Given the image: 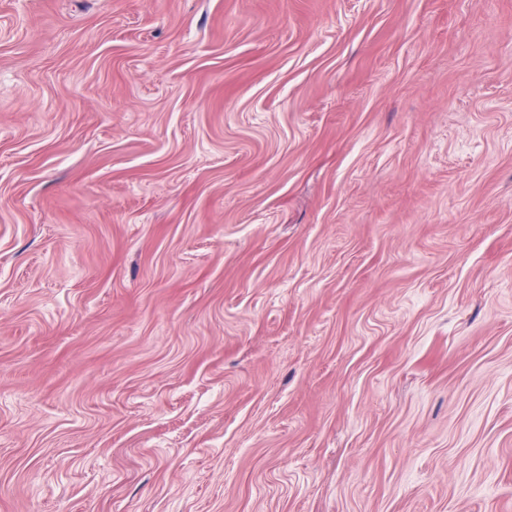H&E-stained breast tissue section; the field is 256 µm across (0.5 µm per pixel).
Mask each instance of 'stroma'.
<instances>
[{
	"mask_svg": "<svg viewBox=\"0 0 512 512\" xmlns=\"http://www.w3.org/2000/svg\"><path fill=\"white\" fill-rule=\"evenodd\" d=\"M0 512H512V0H0Z\"/></svg>",
	"mask_w": 512,
	"mask_h": 512,
	"instance_id": "stroma-1",
	"label": "stroma"
}]
</instances>
